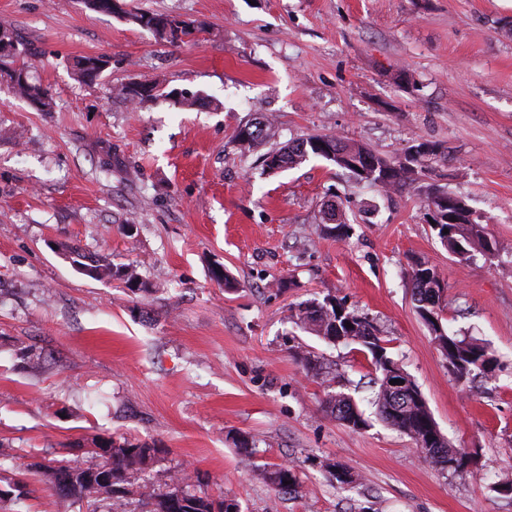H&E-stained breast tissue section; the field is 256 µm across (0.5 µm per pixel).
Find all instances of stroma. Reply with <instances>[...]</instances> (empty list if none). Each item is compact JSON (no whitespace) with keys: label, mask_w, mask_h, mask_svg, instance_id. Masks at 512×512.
I'll use <instances>...</instances> for the list:
<instances>
[{"label":"stroma","mask_w":512,"mask_h":512,"mask_svg":"<svg viewBox=\"0 0 512 512\" xmlns=\"http://www.w3.org/2000/svg\"><path fill=\"white\" fill-rule=\"evenodd\" d=\"M134 12L198 30L161 43ZM0 25L53 100L39 112L0 92V487L123 436L156 448V478L195 473L198 494L240 512H512V0H119L114 14L0 0ZM91 55L110 65L86 84L72 63ZM138 80L207 104L133 109L114 89ZM260 116L280 144L330 135L399 161L428 141L448 159L389 191L315 156L270 173L232 142ZM429 184L466 201L493 256L449 253ZM331 198L341 237L320 232ZM77 253L135 266L141 289L86 276ZM418 260L446 284L442 327L487 345L491 378L449 371L415 308ZM328 296L386 339L466 470L424 462L377 416L354 430L325 411L330 390L367 408L376 377L355 344L294 323ZM335 463L358 484L336 483ZM279 464L297 491L265 481ZM27 481L0 512H79Z\"/></svg>","instance_id":"obj_1"}]
</instances>
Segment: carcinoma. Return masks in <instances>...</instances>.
Returning <instances> with one entry per match:
<instances>
[{"mask_svg":"<svg viewBox=\"0 0 512 512\" xmlns=\"http://www.w3.org/2000/svg\"><path fill=\"white\" fill-rule=\"evenodd\" d=\"M128 20L149 30L160 42L176 43L195 32L193 23L176 20L162 13L130 14ZM2 84L6 85L13 96L26 100L37 111H51L52 98L46 89L37 84L32 58L28 54H17L10 60L0 59V85ZM150 86L154 93L138 98L130 95L125 85L116 88V94L137 109H142L159 98L166 99L171 96L157 82L150 83ZM276 135L274 122L265 117L238 126L232 142L240 154L247 155L259 144L274 139ZM314 140L316 137L310 136L275 147L263 155L262 163L267 166L271 162H278L283 168L298 165L309 156L317 155ZM331 141L334 157L329 162L357 177L360 176V170H367L372 174L371 183L384 188L413 184L435 165L446 160L445 150L431 142L412 146L404 160L390 163L361 144L335 136L331 137ZM429 218L435 221L433 228L451 254L467 260L476 251L485 252L488 233L483 224L476 220L467 224H454L452 234L447 236L443 230L449 226L448 223L436 220L432 213ZM459 245L463 246V250L457 249ZM82 271L91 278L109 273L123 281L128 288L134 287L140 281V274L131 266L114 270L91 265L82 267ZM411 281L418 312L431 328L433 339L444 358L449 363L456 364L457 379L466 381L479 376L488 377L492 368L486 366L483 360L489 354L487 347L473 340L450 336L439 324L444 292L440 273L434 267L417 261L412 268ZM291 317L295 324L317 336L333 343H354L362 347V351L369 352L375 372L379 373V388L373 399L376 416L416 441L424 436L429 426L434 423L431 412L425 401L400 395L390 386L386 375L387 367L392 365L399 371L402 367L387 356L384 339L369 321L347 311L342 305L333 303L331 298L302 302L294 309ZM348 323L352 327H346ZM325 405L332 417L353 430L367 425L363 412L346 394H327ZM419 449L424 460L442 469L449 467L457 471L470 462L466 453L450 447L445 439L434 448L422 444ZM155 452L156 449L145 444L118 442L110 438L95 444L93 454L96 462L91 465L60 460L55 465H38L37 472L42 474L52 495L59 499L70 500L74 504L85 502L92 507L91 512H131L126 485L130 483L131 475L149 467ZM265 478L277 490H296L299 486L292 470L282 465L267 471ZM148 497L152 505L149 512H229L226 500L210 499L197 494L192 478L181 471L168 472L162 487L152 491Z\"/></svg>","mask_w":512,"mask_h":512,"instance_id":"carcinoma-1","label":"carcinoma"}]
</instances>
